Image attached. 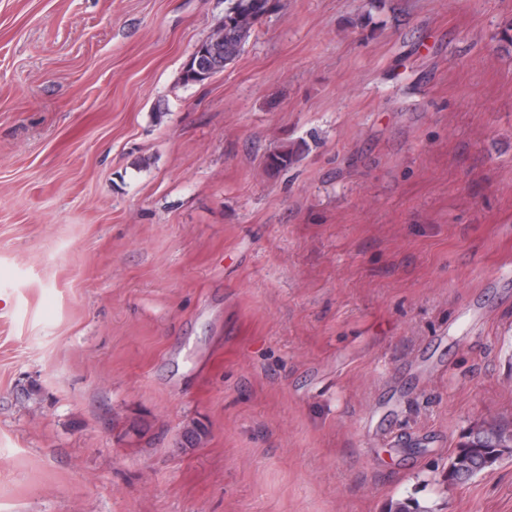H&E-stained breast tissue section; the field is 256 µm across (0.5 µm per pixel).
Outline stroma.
Masks as SVG:
<instances>
[{"instance_id": "obj_1", "label": "stroma", "mask_w": 512, "mask_h": 512, "mask_svg": "<svg viewBox=\"0 0 512 512\" xmlns=\"http://www.w3.org/2000/svg\"><path fill=\"white\" fill-rule=\"evenodd\" d=\"M230 4L0 0V512H512V0ZM231 6L224 12V28L216 29L213 32V42L221 44L219 60L216 61L217 68L210 71L207 76L197 82H189L182 73L181 80L183 84L203 83L211 79L216 74L224 72L243 52L245 45L256 31L259 23V17L266 11L268 0H231ZM448 464V481L466 484L492 469L505 456H512V430L501 427L472 429Z\"/></svg>"}]
</instances>
